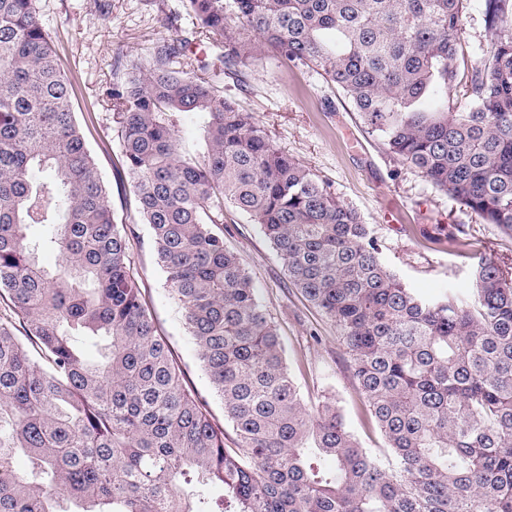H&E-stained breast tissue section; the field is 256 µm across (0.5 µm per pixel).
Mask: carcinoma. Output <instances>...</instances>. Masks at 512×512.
<instances>
[{
    "instance_id": "obj_1",
    "label": "carcinoma",
    "mask_w": 512,
    "mask_h": 512,
    "mask_svg": "<svg viewBox=\"0 0 512 512\" xmlns=\"http://www.w3.org/2000/svg\"><path fill=\"white\" fill-rule=\"evenodd\" d=\"M38 2L0 0V512H512V272L481 257L468 294H419L360 214L224 96L264 50L312 68L390 157L512 239V0H485L490 40L470 71L458 63L470 0H181L209 59L193 66L191 40L172 37L106 89L140 221L229 437L146 306ZM189 112L207 118L195 159L176 135ZM226 201L336 324L391 464L333 398L304 404L215 229Z\"/></svg>"
}]
</instances>
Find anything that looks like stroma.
Segmentation results:
<instances>
[{"mask_svg": "<svg viewBox=\"0 0 512 512\" xmlns=\"http://www.w3.org/2000/svg\"><path fill=\"white\" fill-rule=\"evenodd\" d=\"M97 11L89 0H40L44 25L75 83L76 120L110 190L118 223L127 227L129 252L141 291L159 332L181 369L184 384L209 405L215 422L224 408L214 399L182 315L157 265L151 234L141 224L116 128L102 97L125 69L126 60L149 56L158 42L174 37L165 18L179 0H106ZM490 39L482 0H470L462 22L459 55L476 65ZM224 94L250 112L279 151L327 181L336 198L352 206L378 241L381 257L408 285L437 296L469 288L468 251L491 255L512 268V240L459 202L439 192L413 169L390 158L369 135L338 88L314 70L261 54L245 86L226 83ZM224 244L250 276L268 318L286 349L288 368L305 403L332 393L349 430L362 447L382 439L368 416L336 325L291 285L281 260L259 225L232 205L224 207Z\"/></svg>", "mask_w": 512, "mask_h": 512, "instance_id": "1", "label": "stroma"}]
</instances>
